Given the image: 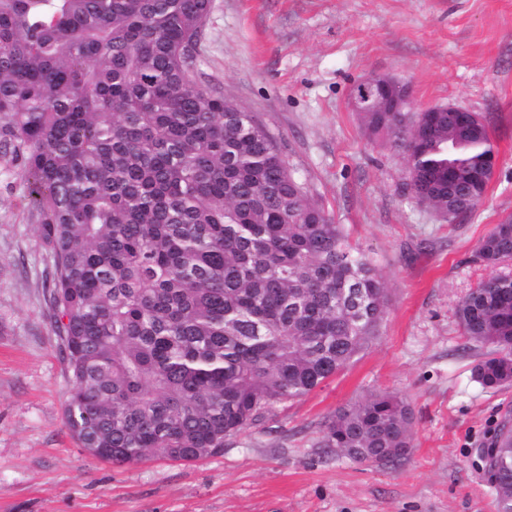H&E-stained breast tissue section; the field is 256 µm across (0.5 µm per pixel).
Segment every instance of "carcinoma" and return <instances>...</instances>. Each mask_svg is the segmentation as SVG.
I'll list each match as a JSON object with an SVG mask.
<instances>
[{
  "instance_id": "1",
  "label": "carcinoma",
  "mask_w": 512,
  "mask_h": 512,
  "mask_svg": "<svg viewBox=\"0 0 512 512\" xmlns=\"http://www.w3.org/2000/svg\"><path fill=\"white\" fill-rule=\"evenodd\" d=\"M211 0H0V158L54 261L52 329L70 373L64 421L113 466L224 451L278 404L341 372L378 334L387 288L252 113L194 77ZM406 157L413 199L460 219L495 155L475 113L361 112ZM512 259V214L477 243ZM456 319L485 348V388L512 385V275L486 278ZM497 512H512L501 426ZM413 442L389 392L336 412L328 447L390 462Z\"/></svg>"
}]
</instances>
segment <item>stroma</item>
<instances>
[{"label":"stroma","instance_id":"1","mask_svg":"<svg viewBox=\"0 0 512 512\" xmlns=\"http://www.w3.org/2000/svg\"><path fill=\"white\" fill-rule=\"evenodd\" d=\"M382 73L412 109L485 119L498 161L478 211L449 224L409 194L405 155L368 137L355 85ZM195 79L275 137L388 289L377 338L307 396L279 404L192 463L123 467L88 456L64 423L69 372L51 325L53 261L0 161V512H496L476 453L512 414V386L473 377L481 347L458 300L491 268L478 240L512 214V0H211ZM402 398L414 441L395 462L326 447L337 409Z\"/></svg>","mask_w":512,"mask_h":512}]
</instances>
